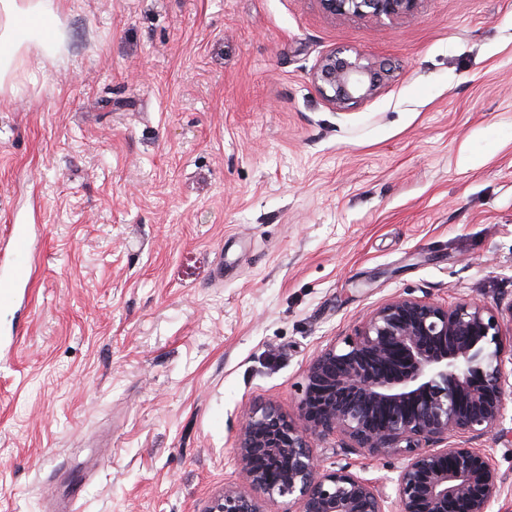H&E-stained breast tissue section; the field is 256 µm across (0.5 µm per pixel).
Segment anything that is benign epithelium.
<instances>
[{
    "mask_svg": "<svg viewBox=\"0 0 512 512\" xmlns=\"http://www.w3.org/2000/svg\"><path fill=\"white\" fill-rule=\"evenodd\" d=\"M331 15L397 21L420 0H318ZM393 69L361 54L333 50L313 78L343 107L377 93ZM499 314L475 303L448 306L395 297L374 308L360 328L309 365L293 420L273 406L244 421L236 454L252 489L226 488L205 512H264L265 498L292 496L295 512H493L504 478L491 448L465 436L496 430L505 396ZM343 436L370 455H400L391 509L375 482L349 467L327 469L312 436ZM283 463L278 482L268 466Z\"/></svg>",
    "mask_w": 512,
    "mask_h": 512,
    "instance_id": "obj_1",
    "label": "benign epithelium"
}]
</instances>
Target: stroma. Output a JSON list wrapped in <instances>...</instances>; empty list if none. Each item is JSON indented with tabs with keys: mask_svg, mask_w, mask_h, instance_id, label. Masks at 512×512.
Returning a JSON list of instances; mask_svg holds the SVG:
<instances>
[{
	"mask_svg": "<svg viewBox=\"0 0 512 512\" xmlns=\"http://www.w3.org/2000/svg\"><path fill=\"white\" fill-rule=\"evenodd\" d=\"M65 53L0 90V228L38 225L0 308V512H203L297 416L311 360L397 296L512 305V0L395 23L318 0H59ZM335 49L396 69L339 108ZM493 449L512 512V394ZM387 496L405 465L316 438Z\"/></svg>",
	"mask_w": 512,
	"mask_h": 512,
	"instance_id": "obj_1",
	"label": "stroma"
}]
</instances>
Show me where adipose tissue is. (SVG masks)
Instances as JSON below:
<instances>
[{"label": "adipose tissue", "instance_id": "obj_1", "mask_svg": "<svg viewBox=\"0 0 512 512\" xmlns=\"http://www.w3.org/2000/svg\"><path fill=\"white\" fill-rule=\"evenodd\" d=\"M64 39L58 0H0V88L11 84L18 60L31 46L55 53Z\"/></svg>", "mask_w": 512, "mask_h": 512}]
</instances>
